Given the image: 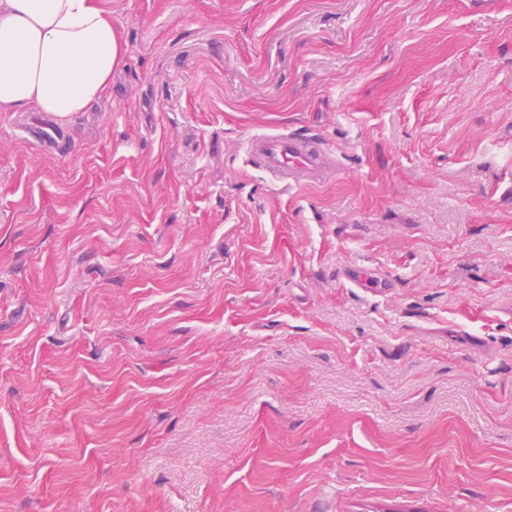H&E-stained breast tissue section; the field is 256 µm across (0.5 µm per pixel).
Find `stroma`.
<instances>
[{"label": "stroma", "instance_id": "1", "mask_svg": "<svg viewBox=\"0 0 512 512\" xmlns=\"http://www.w3.org/2000/svg\"><path fill=\"white\" fill-rule=\"evenodd\" d=\"M101 3L109 98L0 112V512H512V0ZM243 148L253 169L286 188L320 183L337 168L335 150L314 135L288 127L251 134Z\"/></svg>", "mask_w": 512, "mask_h": 512}]
</instances>
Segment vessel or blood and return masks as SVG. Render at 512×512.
Returning a JSON list of instances; mask_svg holds the SVG:
<instances>
[{"mask_svg":"<svg viewBox=\"0 0 512 512\" xmlns=\"http://www.w3.org/2000/svg\"><path fill=\"white\" fill-rule=\"evenodd\" d=\"M244 156L274 184L300 188L320 183L337 167L336 153L313 135L285 127L251 134Z\"/></svg>","mask_w":512,"mask_h":512,"instance_id":"b4317fda","label":"vessel or blood"}]
</instances>
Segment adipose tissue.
Returning a JSON list of instances; mask_svg holds the SVG:
<instances>
[{
    "instance_id": "adipose-tissue-1",
    "label": "adipose tissue",
    "mask_w": 512,
    "mask_h": 512,
    "mask_svg": "<svg viewBox=\"0 0 512 512\" xmlns=\"http://www.w3.org/2000/svg\"><path fill=\"white\" fill-rule=\"evenodd\" d=\"M125 54L100 0H0V110L85 111Z\"/></svg>"
}]
</instances>
